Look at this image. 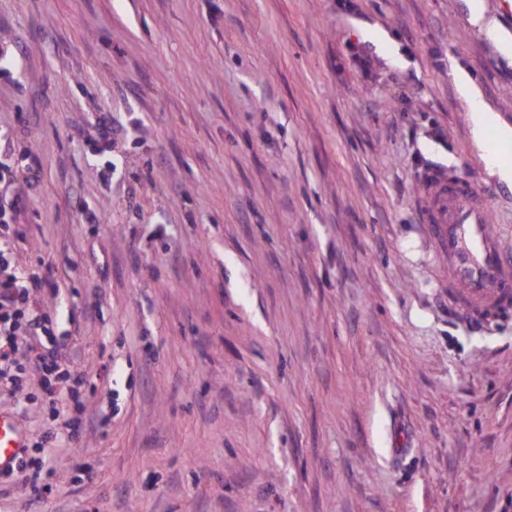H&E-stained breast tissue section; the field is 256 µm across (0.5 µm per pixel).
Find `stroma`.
<instances>
[{"instance_id":"obj_1","label":"stroma","mask_w":512,"mask_h":512,"mask_svg":"<svg viewBox=\"0 0 512 512\" xmlns=\"http://www.w3.org/2000/svg\"><path fill=\"white\" fill-rule=\"evenodd\" d=\"M1 46L0 280L43 267L54 336L0 412L32 457L88 423L0 512H512V315L450 307L420 217L444 166L512 255L470 130L512 128V58L467 0H0ZM47 347L88 376L52 409Z\"/></svg>"}]
</instances>
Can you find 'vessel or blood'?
<instances>
[{"mask_svg":"<svg viewBox=\"0 0 512 512\" xmlns=\"http://www.w3.org/2000/svg\"><path fill=\"white\" fill-rule=\"evenodd\" d=\"M422 219L451 286L450 303L467 319L491 323L512 304V260L491 233L492 211L469 180L448 178L445 168L421 175ZM25 447L13 419L0 413V472L16 464Z\"/></svg>","mask_w":512,"mask_h":512,"instance_id":"b4317fda","label":"vessel or blood"}]
</instances>
